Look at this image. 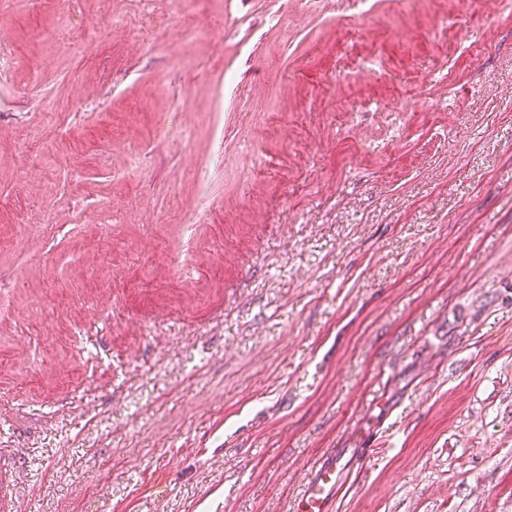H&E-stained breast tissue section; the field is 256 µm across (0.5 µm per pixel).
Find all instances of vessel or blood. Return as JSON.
Returning a JSON list of instances; mask_svg holds the SVG:
<instances>
[{
    "instance_id": "b4317fda",
    "label": "vessel or blood",
    "mask_w": 512,
    "mask_h": 512,
    "mask_svg": "<svg viewBox=\"0 0 512 512\" xmlns=\"http://www.w3.org/2000/svg\"><path fill=\"white\" fill-rule=\"evenodd\" d=\"M380 438L376 422L362 417L348 445L331 449L316 461L291 512H334L338 493L346 490L353 475L362 471Z\"/></svg>"
}]
</instances>
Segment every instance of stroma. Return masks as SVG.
Here are the masks:
<instances>
[{
  "label": "stroma",
  "instance_id": "obj_1",
  "mask_svg": "<svg viewBox=\"0 0 512 512\" xmlns=\"http://www.w3.org/2000/svg\"><path fill=\"white\" fill-rule=\"evenodd\" d=\"M12 512H512V0H0ZM164 136H157V129ZM367 409L359 420L353 441L331 448L316 461L292 504V512H334L338 493L346 490L353 475L362 471L373 446L383 438Z\"/></svg>",
  "mask_w": 512,
  "mask_h": 512
}]
</instances>
